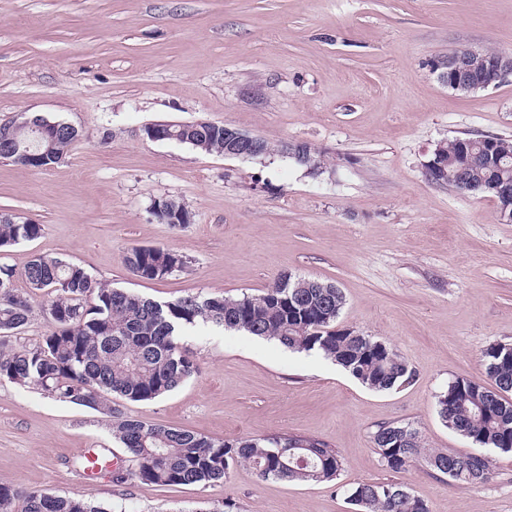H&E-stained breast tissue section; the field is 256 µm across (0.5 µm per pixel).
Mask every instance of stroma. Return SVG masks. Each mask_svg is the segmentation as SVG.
Masks as SVG:
<instances>
[{"instance_id":"stroma-1","label":"stroma","mask_w":512,"mask_h":512,"mask_svg":"<svg viewBox=\"0 0 512 512\" xmlns=\"http://www.w3.org/2000/svg\"><path fill=\"white\" fill-rule=\"evenodd\" d=\"M458 48L512 55V0H0V122L21 114L80 132L52 168L0 162V213L41 225L0 252L15 288L37 255L159 302L258 295L281 275L335 283L338 326L397 349L415 379L361 385L321 353L201 323L181 340L199 371L160 398L113 397L124 415L215 440L300 434L339 451L337 479L259 480L245 464L224 483L161 488L91 478L84 449L130 453L99 411L0 379V486L92 495L110 512H354L347 489L397 483L430 512H512V452L487 454L493 478L466 487L423 468L381 466L371 436L416 428L425 447L475 454L437 398L465 377L488 385L482 350L512 343V222L496 201L429 179L438 144L512 139V77L470 94L434 69ZM207 120L321 152V175L281 152L228 158L140 131ZM173 198L192 215L151 213ZM134 245L185 256L162 279L133 276Z\"/></svg>"}]
</instances>
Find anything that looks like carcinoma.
Returning a JSON list of instances; mask_svg holds the SVG:
<instances>
[{
  "instance_id": "obj_1",
  "label": "carcinoma",
  "mask_w": 512,
  "mask_h": 512,
  "mask_svg": "<svg viewBox=\"0 0 512 512\" xmlns=\"http://www.w3.org/2000/svg\"><path fill=\"white\" fill-rule=\"evenodd\" d=\"M50 141L19 137L15 162L31 168L56 164L75 141L63 121L53 125ZM182 141L204 152L224 151V128L191 125ZM482 153L478 164L469 154ZM448 177H431L459 191L472 183L512 182V140L480 135L456 137L441 145ZM42 225L18 223L0 214V250L37 237ZM124 263L141 279H162L182 270L186 259L165 247L132 246ZM15 272L0 266V378L35 386L51 398L105 411L112 434L133 455L135 469L116 480L134 477L160 487L224 482L230 468L247 463L262 479L323 482L342 467L339 452L300 436L214 440L193 431L122 416L110 395L149 401L170 393L195 372L180 338L199 322L275 340L294 352L317 351L336 362L363 386L377 391L400 387L415 371L393 347L372 336L336 328L344 295L336 285L315 278L302 288L293 278H277L264 293L239 299L188 295L159 303L97 282L82 266L57 258L34 257L23 277L30 292L11 288ZM48 317L50 330L34 346L22 341L34 313V299ZM491 385L464 377L438 396V414L446 426L483 448L512 451V344L495 343L481 353ZM383 466L394 472L418 465L461 485L477 486L494 476L490 461L477 454H453L423 445L416 428L383 424L372 433ZM348 499L355 512H429L405 486L359 483ZM0 512H105L91 497H61L0 486Z\"/></svg>"
}]
</instances>
